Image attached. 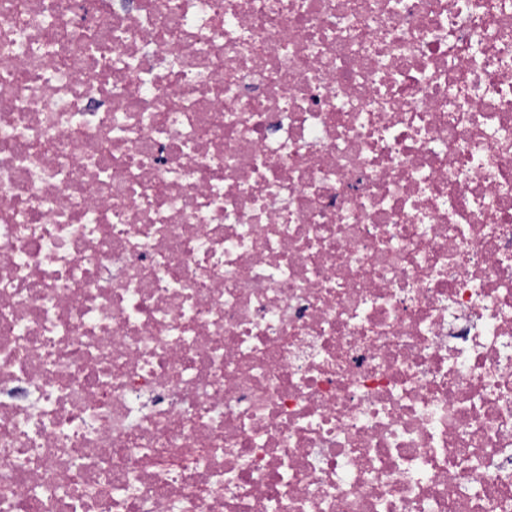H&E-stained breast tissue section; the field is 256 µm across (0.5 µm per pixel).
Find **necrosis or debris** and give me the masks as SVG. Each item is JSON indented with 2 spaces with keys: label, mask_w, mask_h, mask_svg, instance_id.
<instances>
[{
  "label": "necrosis or debris",
  "mask_w": 512,
  "mask_h": 512,
  "mask_svg": "<svg viewBox=\"0 0 512 512\" xmlns=\"http://www.w3.org/2000/svg\"><path fill=\"white\" fill-rule=\"evenodd\" d=\"M0 512H512V0H0Z\"/></svg>",
  "instance_id": "1"
}]
</instances>
